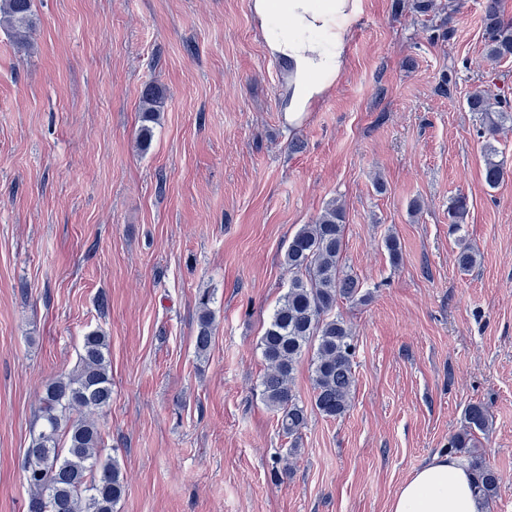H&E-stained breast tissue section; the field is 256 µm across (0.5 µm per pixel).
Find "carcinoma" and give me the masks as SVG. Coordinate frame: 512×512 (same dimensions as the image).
<instances>
[{
	"instance_id": "carcinoma-1",
	"label": "carcinoma",
	"mask_w": 512,
	"mask_h": 512,
	"mask_svg": "<svg viewBox=\"0 0 512 512\" xmlns=\"http://www.w3.org/2000/svg\"><path fill=\"white\" fill-rule=\"evenodd\" d=\"M0 21L21 46L32 44L35 30L33 0H0ZM484 26L486 58L498 63L512 58V20L503 17L499 0H485ZM165 92L147 84L140 93L141 126L137 142L147 150L164 107ZM468 110L481 116L484 180L496 188L508 175L506 160L492 143L502 127L512 122V113L503 109L484 89L469 93ZM469 212L468 197L457 194L448 206V223L457 227ZM345 213L330 202L313 224L302 225L288 242L284 263L291 274L288 290L279 301L260 339L267 370L262 378V397L276 414L282 434L299 439L308 424V411L293 388L294 370L301 358L314 351L311 359L312 403L326 418H338L348 411L355 388L353 336L346 321L336 314L342 300L361 304L368 293L356 273L342 262ZM457 263L468 271L478 261V253L464 239L457 242ZM211 296L199 298L195 349L207 354L212 342ZM109 343L96 331L82 338L77 370L70 376L50 380L38 398L40 429L25 448L22 470L29 489L27 512H114L125 492L119 462L102 458L103 437L96 420L74 418L72 412L102 411L112 403ZM486 407L469 404L463 426L452 447L468 458L478 496L489 502L500 487V476L475 451V433L488 427Z\"/></svg>"
}]
</instances>
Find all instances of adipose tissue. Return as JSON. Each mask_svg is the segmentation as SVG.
Returning a JSON list of instances; mask_svg holds the SVG:
<instances>
[{"mask_svg": "<svg viewBox=\"0 0 512 512\" xmlns=\"http://www.w3.org/2000/svg\"><path fill=\"white\" fill-rule=\"evenodd\" d=\"M249 9L282 71L280 110L299 126L344 75L363 0H249ZM472 482L465 458L433 454L400 485L388 512H486Z\"/></svg>", "mask_w": 512, "mask_h": 512, "instance_id": "adipose-tissue-1", "label": "adipose tissue"}]
</instances>
